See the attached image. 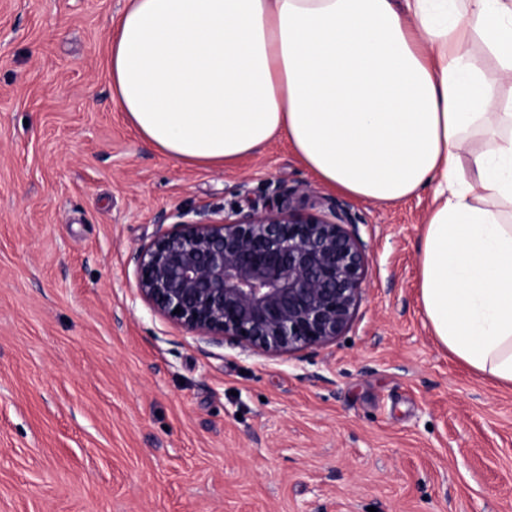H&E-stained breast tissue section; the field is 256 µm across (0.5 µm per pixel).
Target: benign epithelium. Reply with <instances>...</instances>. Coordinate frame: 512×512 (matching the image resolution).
Here are the masks:
<instances>
[{
	"label": "benign epithelium",
	"mask_w": 512,
	"mask_h": 512,
	"mask_svg": "<svg viewBox=\"0 0 512 512\" xmlns=\"http://www.w3.org/2000/svg\"><path fill=\"white\" fill-rule=\"evenodd\" d=\"M291 189L258 213L164 214L171 228L135 257L145 301L210 340L266 355L322 347L350 328L366 274L358 219ZM180 312H175V309Z\"/></svg>",
	"instance_id": "benign-epithelium-1"
}]
</instances>
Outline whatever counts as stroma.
I'll list each match as a JSON object with an SVG mask.
<instances>
[{"instance_id":"35a3bbf8","label":"stroma","mask_w":512,"mask_h":512,"mask_svg":"<svg viewBox=\"0 0 512 512\" xmlns=\"http://www.w3.org/2000/svg\"><path fill=\"white\" fill-rule=\"evenodd\" d=\"M126 5L0 0V512H512V388L420 303L431 190L343 197L366 277L326 346L217 345L142 299L162 214L320 183L280 142L219 170L139 138L108 69Z\"/></svg>"}]
</instances>
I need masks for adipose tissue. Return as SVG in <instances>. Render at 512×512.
I'll return each mask as SVG.
<instances>
[{
    "label": "adipose tissue",
    "instance_id": "1",
    "mask_svg": "<svg viewBox=\"0 0 512 512\" xmlns=\"http://www.w3.org/2000/svg\"><path fill=\"white\" fill-rule=\"evenodd\" d=\"M109 71L125 122L177 163L229 168L282 140L337 193L432 188L425 316L512 386V0H129Z\"/></svg>",
    "mask_w": 512,
    "mask_h": 512
}]
</instances>
